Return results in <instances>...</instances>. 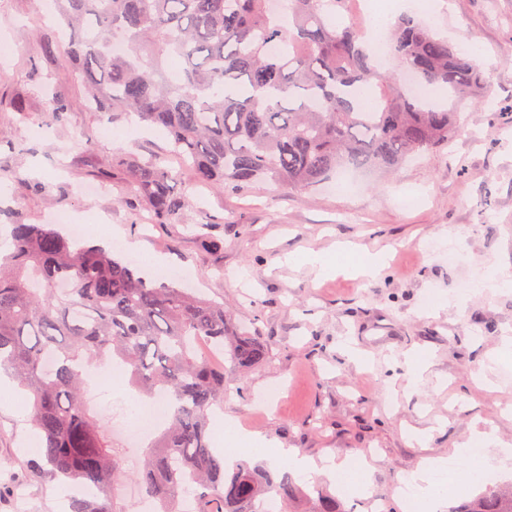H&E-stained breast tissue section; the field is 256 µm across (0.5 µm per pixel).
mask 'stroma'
I'll return each mask as SVG.
<instances>
[{"label": "stroma", "instance_id": "35a3bbf8", "mask_svg": "<svg viewBox=\"0 0 512 512\" xmlns=\"http://www.w3.org/2000/svg\"><path fill=\"white\" fill-rule=\"evenodd\" d=\"M51 0H0V238L10 224H83L87 241L117 254L124 242L166 260V275L223 298L244 331L265 337L271 356L238 371L224 397L240 427L309 456L367 458L354 480L372 498L334 481L294 474L309 493L334 492L344 512H403L395 488L422 450L450 456L474 430L512 447V289L478 290L483 276L512 278V0H433L426 23L461 50L476 47L490 74V102L467 109V131L424 154L393 178H361L352 192L330 184L284 193L258 183L238 190L196 183L177 170L190 203L175 224H153L137 198L114 204L118 160L165 153L159 131L132 128L123 115L87 103L57 26ZM64 106L62 122L44 117ZM385 253L375 279L347 269L319 277L298 256ZM459 259L449 263L448 248ZM431 365L407 387L408 356ZM98 405L122 412L138 399L125 372L93 370ZM283 387L271 399V388ZM0 403V512H69L55 479L36 474L34 429ZM429 429L425 445L413 438Z\"/></svg>", "mask_w": 512, "mask_h": 512}]
</instances>
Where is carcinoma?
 Returning a JSON list of instances; mask_svg holds the SVG:
<instances>
[{"mask_svg":"<svg viewBox=\"0 0 512 512\" xmlns=\"http://www.w3.org/2000/svg\"><path fill=\"white\" fill-rule=\"evenodd\" d=\"M346 3L56 0L91 103L169 140L166 156L119 162V198H140L155 223L172 224L188 198L174 188L170 156L200 182L304 192L343 171L394 174L462 134V108L488 93L482 65L406 14L383 35L393 64L384 70ZM405 73L448 102L410 95ZM213 348L240 369L270 356L264 340L232 325L224 302L157 286L134 263L51 224L12 225L9 254H0V368L32 395L40 468L81 488L72 512H124L115 496L123 463L88 414L83 379L86 364L114 356L139 392L169 404V424L135 478L154 512H178L186 484L196 512H257L271 493L289 512L300 489L288 472L229 465L211 447L210 419L228 387ZM456 512H512V491L490 489Z\"/></svg>","mask_w":512,"mask_h":512,"instance_id":"cac0c4a2","label":"carcinoma"}]
</instances>
